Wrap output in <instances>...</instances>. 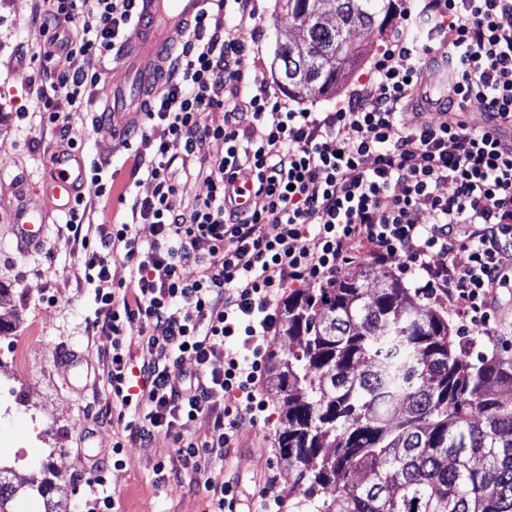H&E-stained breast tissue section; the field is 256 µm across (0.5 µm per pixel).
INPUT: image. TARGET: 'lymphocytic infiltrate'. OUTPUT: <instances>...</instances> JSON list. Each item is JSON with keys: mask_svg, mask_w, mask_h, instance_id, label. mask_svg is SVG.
Returning <instances> with one entry per match:
<instances>
[{"mask_svg": "<svg viewBox=\"0 0 512 512\" xmlns=\"http://www.w3.org/2000/svg\"><path fill=\"white\" fill-rule=\"evenodd\" d=\"M141 7L43 0V61L62 49L73 64L40 90L41 126L70 136L99 62L129 41ZM229 13L259 15L256 0H208L146 107L140 142L152 153L134 152L133 167L152 182L151 196L133 202L132 221L96 225L78 248L97 283L96 325L112 339L102 352L112 397L134 413L131 441L174 435L182 468L195 474L203 455L231 448L267 410L264 346L278 333L287 292L334 287L353 243H367L377 265L398 260L417 294L455 314L458 335L490 341L501 333L490 293L512 263V0H402L401 22L365 81L324 112L273 97L246 45L224 28ZM65 22L79 32L60 34ZM440 57L454 92L446 113L420 112L402 126L418 72ZM473 101L483 107L478 125L460 118ZM256 124L265 138H252ZM217 140L224 153L214 157L207 147ZM176 164L208 187L183 211L170 204L180 190ZM238 179L252 183L256 207L234 205ZM137 219L153 225L150 243L137 236ZM270 222L276 234L266 232ZM117 259L129 268L128 287L111 281ZM188 265L196 278L184 276ZM134 318L144 326L136 368L122 336ZM231 336L241 337V349L211 368L215 346ZM202 417L212 420L209 439L184 438L183 428Z\"/></svg>", "mask_w": 512, "mask_h": 512, "instance_id": "lymphocytic-infiltrate-1", "label": "lymphocytic infiltrate"}]
</instances>
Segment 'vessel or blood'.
Returning <instances> with one entry per match:
<instances>
[{
	"mask_svg": "<svg viewBox=\"0 0 512 512\" xmlns=\"http://www.w3.org/2000/svg\"><path fill=\"white\" fill-rule=\"evenodd\" d=\"M206 0H144L133 35V48L112 80L107 111L123 115L140 106L158 86V74L182 41L180 28L191 23ZM448 96V74L434 69L418 82L416 98L426 111L441 109ZM80 174L73 165L55 167L46 178L38 206L19 208L14 236L22 250L39 246L50 220L70 209L79 192Z\"/></svg>",
	"mask_w": 512,
	"mask_h": 512,
	"instance_id": "b4317fda",
	"label": "vessel or blood"
}]
</instances>
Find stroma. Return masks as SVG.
Listing matches in <instances>:
<instances>
[{"mask_svg": "<svg viewBox=\"0 0 512 512\" xmlns=\"http://www.w3.org/2000/svg\"><path fill=\"white\" fill-rule=\"evenodd\" d=\"M40 0H0V380L12 389L13 410L0 416V460L11 462L12 481L19 488L13 512H80L89 489L84 482L93 463L109 460L112 446L128 441L122 466L108 468L107 489L114 512H208V499L190 473L180 481L162 479L157 463L180 469L178 443L156 434L147 445L129 442L119 421L120 404L110 396L107 371L100 352L107 336L94 326L99 305L95 287L85 279L78 247L64 217L50 224L38 248H16L10 207L15 198L37 204L54 154L65 148L59 133L40 127L36 96L48 85L40 50L46 38L37 22ZM260 21L226 18L245 44H257L258 58L272 86L283 83L274 60L279 44L287 42L293 19L278 0H262ZM119 56H108L100 78L87 93L83 112L74 117L77 150L84 160L110 161L116 180L131 185L129 199L117 195L87 197V222L110 224L131 218V201L151 195L153 185L131 177L124 140L96 131V115L110 92ZM268 403L249 437L232 448L229 458L203 457L209 476L234 473L240 481L241 506L251 508L261 488L260 478L274 474V493L287 500L293 475L279 457L274 435L286 409L282 396L265 390ZM110 407L112 417L98 422L95 411ZM45 433L34 438L33 425ZM52 488L41 496L44 481Z\"/></svg>", "mask_w": 512, "mask_h": 512, "instance_id": "obj_1", "label": "stroma"}]
</instances>
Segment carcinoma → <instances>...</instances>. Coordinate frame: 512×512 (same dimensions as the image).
I'll return each mask as SVG.
<instances>
[{
  "instance_id": "1",
  "label": "carcinoma",
  "mask_w": 512,
  "mask_h": 512,
  "mask_svg": "<svg viewBox=\"0 0 512 512\" xmlns=\"http://www.w3.org/2000/svg\"><path fill=\"white\" fill-rule=\"evenodd\" d=\"M295 37L276 54L288 93H326L383 33L393 0H279ZM336 15L326 27L319 17ZM292 349L270 357L284 396L288 512H512V366L473 363L439 315L386 276L301 289L283 307ZM18 492L0 468V512Z\"/></svg>"
}]
</instances>
